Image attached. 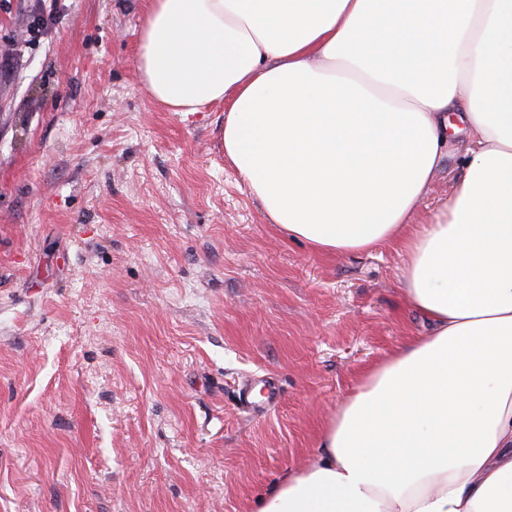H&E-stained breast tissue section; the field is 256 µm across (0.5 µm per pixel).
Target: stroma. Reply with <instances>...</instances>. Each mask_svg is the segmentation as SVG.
Masks as SVG:
<instances>
[{
	"instance_id": "stroma-1",
	"label": "stroma",
	"mask_w": 512,
	"mask_h": 512,
	"mask_svg": "<svg viewBox=\"0 0 512 512\" xmlns=\"http://www.w3.org/2000/svg\"><path fill=\"white\" fill-rule=\"evenodd\" d=\"M142 6L0 0V512H256L425 330L397 246L313 252L225 162L223 106L151 100ZM38 8L58 19L32 34ZM262 378L276 400L242 404Z\"/></svg>"
}]
</instances>
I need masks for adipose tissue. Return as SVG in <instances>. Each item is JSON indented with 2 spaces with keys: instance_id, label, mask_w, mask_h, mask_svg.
I'll return each instance as SVG.
<instances>
[{
  "instance_id": "adipose-tissue-1",
  "label": "adipose tissue",
  "mask_w": 512,
  "mask_h": 512,
  "mask_svg": "<svg viewBox=\"0 0 512 512\" xmlns=\"http://www.w3.org/2000/svg\"><path fill=\"white\" fill-rule=\"evenodd\" d=\"M138 72L168 111L227 104L267 223L320 253L398 245L430 324L257 512H512V0H146ZM452 132L463 175L416 222Z\"/></svg>"
}]
</instances>
